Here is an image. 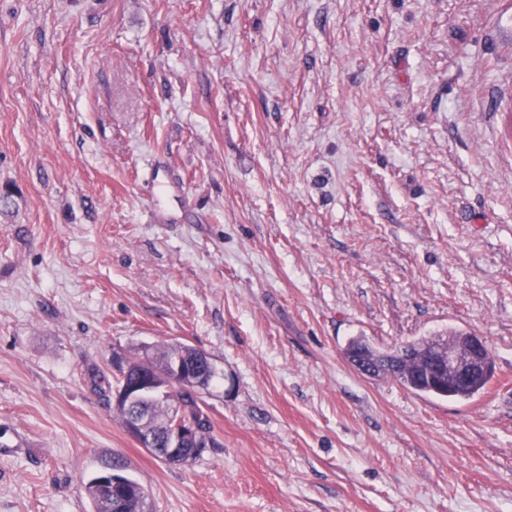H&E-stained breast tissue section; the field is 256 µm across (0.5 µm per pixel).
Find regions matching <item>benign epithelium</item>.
I'll use <instances>...</instances> for the list:
<instances>
[{"mask_svg": "<svg viewBox=\"0 0 512 512\" xmlns=\"http://www.w3.org/2000/svg\"><path fill=\"white\" fill-rule=\"evenodd\" d=\"M487 345L480 336L472 337L468 350L437 345L430 357L429 375L440 379L448 376V384H465L486 371ZM195 361L177 357L170 361L165 373L158 375L148 350L132 356L112 358L119 384L112 392L113 404L128 413L127 434L148 452L164 451L163 458L173 465H186L198 449L211 447L208 436L200 430L201 419L187 414L190 400L200 401L208 389V372L215 365L208 354L197 349ZM162 401L168 410V423L152 425L150 403ZM125 474L112 467L98 475L99 482L112 488V500H103L102 512H119L125 492Z\"/></svg>", "mask_w": 512, "mask_h": 512, "instance_id": "1", "label": "benign epithelium"}]
</instances>
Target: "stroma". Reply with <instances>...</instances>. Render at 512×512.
Here are the masks:
<instances>
[{
  "label": "stroma",
  "mask_w": 512,
  "mask_h": 512,
  "mask_svg": "<svg viewBox=\"0 0 512 512\" xmlns=\"http://www.w3.org/2000/svg\"><path fill=\"white\" fill-rule=\"evenodd\" d=\"M511 97L512 0H0V512H512ZM446 330L467 401L343 355ZM172 342L186 465L112 401ZM184 345L170 344L156 348L158 362L176 357ZM194 349L196 362L176 357L168 364L162 375L163 380L158 377L147 349L132 357L112 358V364L120 376L119 384L112 392V400L114 406L123 407L128 413L127 434L149 453L157 454L163 449V458L173 465H186L197 458L199 448L211 447L210 439L200 430V425L206 427V420L189 416L187 406L191 398L200 405V398L208 389L207 374L216 367L208 354ZM200 364L203 366L200 367ZM173 386L177 388V393L173 391ZM154 401L166 404L167 408L163 402L153 405V412L158 418L165 417L168 410L166 425L152 426L150 403ZM199 405L195 403L196 408L202 411ZM119 407H116V412L124 427L125 412ZM126 475L123 473V470L119 467L107 468L102 471L98 475L99 482L105 485H108L112 488V506L109 505V500H103L101 504V498L103 496V491L101 489L100 484L98 483L97 477L91 479L86 485V493L90 501L93 505V512H125L119 511L123 501L121 500L120 493L124 495L125 492V481L124 478ZM100 504L102 511L100 509ZM112 509V510H111Z\"/></svg>",
  "instance_id": "1"
}]
</instances>
